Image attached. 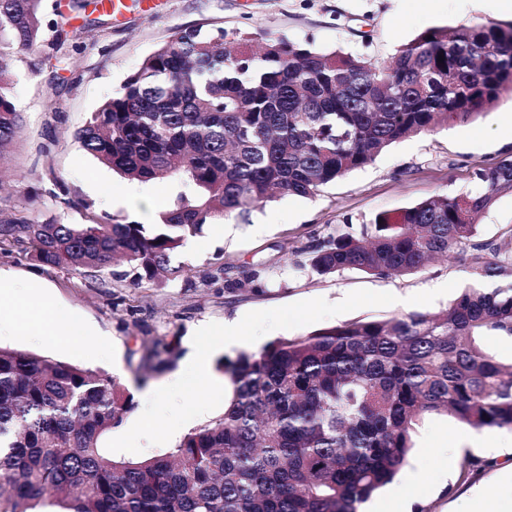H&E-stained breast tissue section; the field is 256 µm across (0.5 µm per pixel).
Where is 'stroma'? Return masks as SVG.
Here are the masks:
<instances>
[{"instance_id":"35a3bbf8","label":"stroma","mask_w":512,"mask_h":512,"mask_svg":"<svg viewBox=\"0 0 512 512\" xmlns=\"http://www.w3.org/2000/svg\"><path fill=\"white\" fill-rule=\"evenodd\" d=\"M59 0H41L42 45L14 49L13 96L23 114L0 188L7 208L33 219L65 224L115 219L155 223L140 200L158 197L170 207L190 187L180 182L142 183L123 178L87 154L75 137L91 113L120 87L174 31L224 28L254 39L285 36L317 48H344L378 60L434 27L454 28L487 20L508 21L502 0H163L153 12L136 11L113 22L96 9L97 27L74 19L62 47L66 62L51 80L47 56ZM512 95H503L472 121L451 123L405 139L373 163L325 186L312 199L284 195L249 216L206 225L205 251L186 242L176 255L180 276L139 287L113 277L45 267L12 252H0V270L24 284L39 278L51 303L92 331L74 349L34 332L0 334V346L24 350L113 375L134 396L133 408L101 441L114 459L166 453L189 432L224 412L228 377L212 374L198 387L190 359L198 348L210 363L256 352L282 337L295 338L330 325L384 321L410 312L448 308L470 278L463 253L429 263L404 277L346 271L320 276L308 266L309 245L330 236L360 233L375 214L396 212L428 197L474 189V169L512 158ZM62 185L65 199L54 198ZM241 320L242 339L224 348L225 322ZM170 342L174 360L156 370V341ZM468 425L430 415L417 427L408 468L421 472L416 489L420 512H512V430L493 429L494 443L449 447ZM481 485L487 503L473 502Z\"/></svg>"}]
</instances>
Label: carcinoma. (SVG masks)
Wrapping results in <instances>:
<instances>
[{
    "instance_id": "1",
    "label": "carcinoma",
    "mask_w": 512,
    "mask_h": 512,
    "mask_svg": "<svg viewBox=\"0 0 512 512\" xmlns=\"http://www.w3.org/2000/svg\"><path fill=\"white\" fill-rule=\"evenodd\" d=\"M41 0H0V184L22 123L9 71L40 42ZM91 0L56 8L58 34ZM444 60H439V55ZM512 94V21L436 26L387 61L287 37L186 28L148 55L77 131L83 149L139 182L193 188L157 224L36 221L0 207V251L75 273L108 268L138 286L173 278L184 242L276 195L314 198L392 144L467 122ZM475 188L379 213L358 235L308 247L321 276H407L470 252L471 281L441 313L319 328L217 362L224 414L165 454L116 460L102 438L132 407L110 374L0 347V512H360L412 451L426 415L512 429V230L478 238V217L512 190V159Z\"/></svg>"
}]
</instances>
